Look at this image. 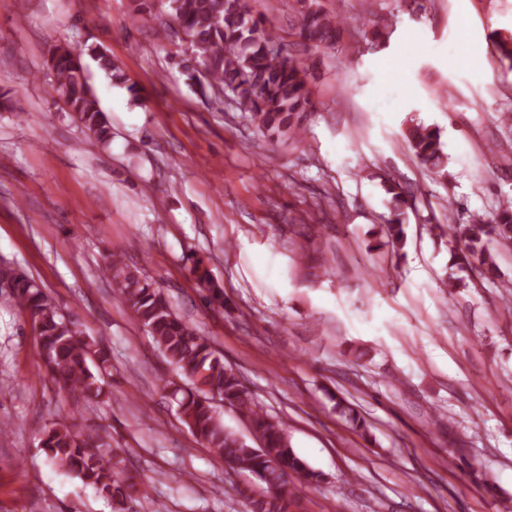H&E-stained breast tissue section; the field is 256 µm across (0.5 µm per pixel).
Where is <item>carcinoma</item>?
<instances>
[{
	"label": "carcinoma",
	"mask_w": 512,
	"mask_h": 512,
	"mask_svg": "<svg viewBox=\"0 0 512 512\" xmlns=\"http://www.w3.org/2000/svg\"><path fill=\"white\" fill-rule=\"evenodd\" d=\"M166 3L177 24L173 33L182 34L193 51L200 88L209 87L223 95L235 109L248 114L263 134L300 139L297 121L311 107L307 71L285 48L276 27L254 16L246 0ZM339 28L335 16L310 0L295 36L307 50L327 48L334 45ZM86 52L113 81L128 82L124 71L98 47L84 51L57 44L49 50L45 67L56 99L105 148L112 140V128L87 84L83 64ZM405 137L422 166L440 177L448 175V153L439 128L416 122L407 128ZM389 193L393 203L388 218L390 242L401 249L406 209L416 206V191L394 183ZM431 231L448 245L452 264H464L482 279L498 280L501 274L489 245L512 244V202L503 203L491 222L477 216L459 222L450 211L448 222H436ZM101 270L157 349L191 381L192 388L178 400L182 422L202 446L231 468L262 477L266 494L248 498L249 512H288L297 505L298 486L318 483L321 474L291 448L283 423L258 405L238 373L224 365V357L192 322L175 312L160 286L141 269L107 249L101 255ZM187 270L203 293L206 306L224 307V286L204 258L189 254ZM1 290L32 321L44 372L60 390L87 402L108 395L100 381V375L111 367L112 354L107 348L82 336L76 322L64 316L23 270L0 265ZM218 401L236 409L248 421L258 447L250 446L224 426L216 408ZM41 444L57 469L96 489L112 512H140L146 496L144 483L130 471L126 458L112 448L111 435L87 432L64 419L44 428Z\"/></svg>",
	"instance_id": "carcinoma-1"
}]
</instances>
